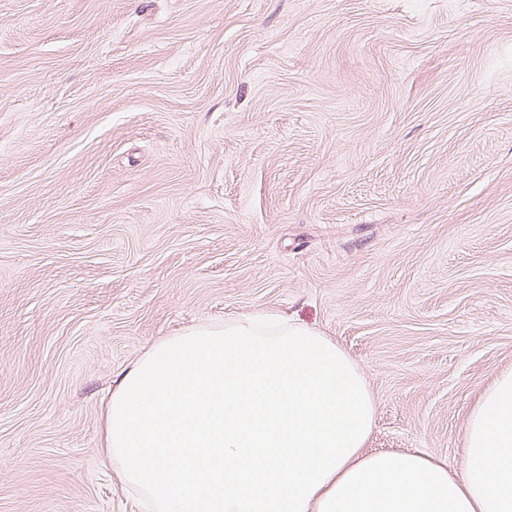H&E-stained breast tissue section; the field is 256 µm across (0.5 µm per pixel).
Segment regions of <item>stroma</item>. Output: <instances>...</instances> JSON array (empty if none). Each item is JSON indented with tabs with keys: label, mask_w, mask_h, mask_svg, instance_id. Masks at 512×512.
I'll return each mask as SVG.
<instances>
[{
	"label": "stroma",
	"mask_w": 512,
	"mask_h": 512,
	"mask_svg": "<svg viewBox=\"0 0 512 512\" xmlns=\"http://www.w3.org/2000/svg\"><path fill=\"white\" fill-rule=\"evenodd\" d=\"M255 311L460 465L512 369V0H0V512H141L104 403Z\"/></svg>",
	"instance_id": "35a3bbf8"
}]
</instances>
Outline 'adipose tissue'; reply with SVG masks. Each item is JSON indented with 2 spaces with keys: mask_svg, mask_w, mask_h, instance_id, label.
<instances>
[{
  "mask_svg": "<svg viewBox=\"0 0 512 512\" xmlns=\"http://www.w3.org/2000/svg\"><path fill=\"white\" fill-rule=\"evenodd\" d=\"M375 399L317 330L258 312L160 338L105 403L103 444L146 512H512V370L461 463L370 451Z\"/></svg>",
  "mask_w": 512,
  "mask_h": 512,
  "instance_id": "obj_1",
  "label": "adipose tissue"
}]
</instances>
